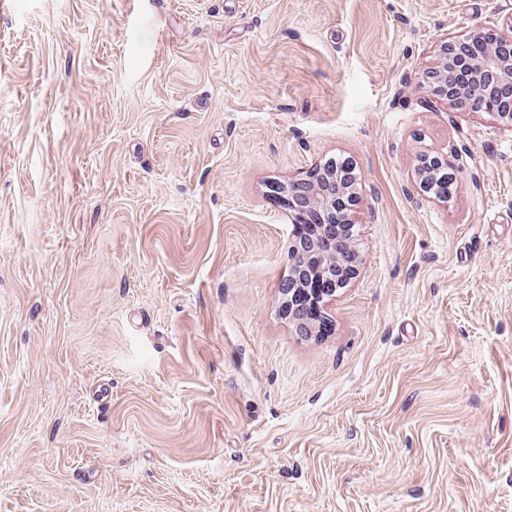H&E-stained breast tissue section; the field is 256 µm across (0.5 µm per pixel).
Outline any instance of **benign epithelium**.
<instances>
[{
    "label": "benign epithelium",
    "mask_w": 512,
    "mask_h": 512,
    "mask_svg": "<svg viewBox=\"0 0 512 512\" xmlns=\"http://www.w3.org/2000/svg\"><path fill=\"white\" fill-rule=\"evenodd\" d=\"M440 65L428 72L426 84L440 100L446 101L461 111L490 112L512 125V25L504 32L478 29L462 36H452L441 46ZM344 184L336 185V176L331 172L322 174L316 185L305 191L299 178L289 185L288 203L298 201L324 211L328 222H336V194L349 197L355 203V185L358 176L350 166H345ZM303 255L304 263L292 264L287 275L288 311L295 313L297 303L303 301L305 289L302 282L315 276L319 291L325 294L323 303L336 298L341 287L337 277L336 248L330 242H310L301 246L293 241L291 256ZM297 328L307 334L325 333L331 322L324 307H319Z\"/></svg>",
    "instance_id": "benign-epithelium-1"
}]
</instances>
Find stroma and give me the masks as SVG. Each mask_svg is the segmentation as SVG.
Instances as JSON below:
<instances>
[{
  "label": "stroma",
  "instance_id": "1",
  "mask_svg": "<svg viewBox=\"0 0 512 512\" xmlns=\"http://www.w3.org/2000/svg\"><path fill=\"white\" fill-rule=\"evenodd\" d=\"M511 21L0 0V512H512V127L422 86ZM336 158L357 271L306 337L276 190Z\"/></svg>",
  "mask_w": 512,
  "mask_h": 512
}]
</instances>
